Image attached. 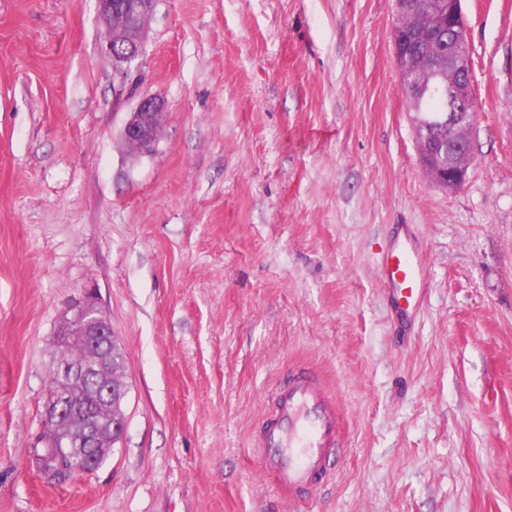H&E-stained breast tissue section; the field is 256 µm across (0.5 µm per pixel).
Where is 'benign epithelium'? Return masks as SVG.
Wrapping results in <instances>:
<instances>
[{
  "instance_id": "7a95c632",
  "label": "benign epithelium",
  "mask_w": 512,
  "mask_h": 512,
  "mask_svg": "<svg viewBox=\"0 0 512 512\" xmlns=\"http://www.w3.org/2000/svg\"><path fill=\"white\" fill-rule=\"evenodd\" d=\"M101 20L107 27L101 52L118 62L121 73L144 50L146 26L153 8L146 0H97ZM462 0H448L450 18L448 33V77L428 84L419 80L412 69L401 74L409 95L418 101L434 96L448 104L434 120L415 119L416 135L427 144L423 156L425 174L437 184L458 188L467 179L470 127L472 115L467 112L474 96L473 79L455 75L472 73L470 56L460 53L459 45L468 42L461 7ZM165 116V103L155 96H143L126 121L122 136L139 155L155 150ZM448 128L454 145L448 155L438 131ZM114 340L110 323L101 315L97 298L88 293L74 304L72 317L57 330L54 345L67 347L79 344L88 349L90 359L76 365L58 367L57 387L47 391L42 419V435L56 448L60 457H82L92 469H97L100 457L114 447L126 428L122 412L112 413V422L105 428L98 423L100 406L119 393L126 395V374L109 365L107 349Z\"/></svg>"
}]
</instances>
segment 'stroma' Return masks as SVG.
Segmentation results:
<instances>
[{
	"mask_svg": "<svg viewBox=\"0 0 512 512\" xmlns=\"http://www.w3.org/2000/svg\"><path fill=\"white\" fill-rule=\"evenodd\" d=\"M472 161L423 172L396 0H157L121 75L97 0H0V512H512V0H463ZM166 102L154 152L121 132ZM426 288L397 315L380 258ZM96 290L127 426L66 482L32 466L54 334ZM325 375L345 455L296 506L250 445ZM381 273L388 288L396 291L405 307H414L421 298L423 268L420 257L403 248L392 245L381 259Z\"/></svg>",
	"mask_w": 512,
	"mask_h": 512,
	"instance_id": "obj_1",
	"label": "stroma"
}]
</instances>
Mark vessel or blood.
<instances>
[{"mask_svg":"<svg viewBox=\"0 0 512 512\" xmlns=\"http://www.w3.org/2000/svg\"><path fill=\"white\" fill-rule=\"evenodd\" d=\"M381 273L404 306L419 302L423 268L417 254L391 246L382 256ZM341 427L342 416L318 376L305 371L291 376L279 385L253 441L265 480L291 502L326 486L331 461L341 453Z\"/></svg>","mask_w":512,"mask_h":512,"instance_id":"obj_1","label":"vessel or blood"}]
</instances>
